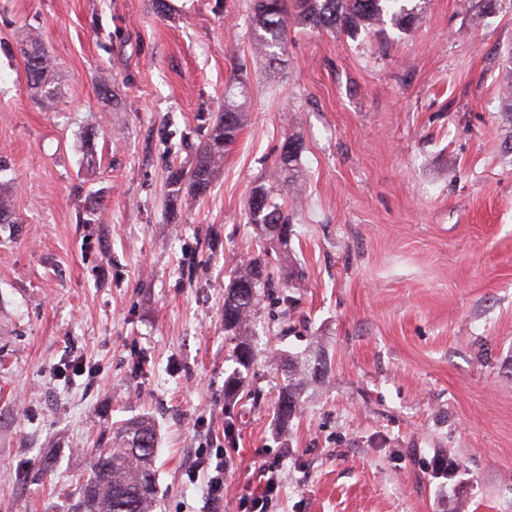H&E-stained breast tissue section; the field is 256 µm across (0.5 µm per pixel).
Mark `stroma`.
<instances>
[{
    "label": "stroma",
    "instance_id": "35a3bbf8",
    "mask_svg": "<svg viewBox=\"0 0 512 512\" xmlns=\"http://www.w3.org/2000/svg\"><path fill=\"white\" fill-rule=\"evenodd\" d=\"M168 3L0 0V178L17 218L0 224V512H60L140 416L158 435L157 512H250L263 467L279 480L269 512H512V0L479 22L466 0H424L401 36L292 25L273 66L245 0ZM29 39L55 62L51 112ZM236 71L237 141L203 198L168 205L170 169L207 140ZM292 134L298 203L280 174ZM258 183L292 213L287 251L248 221ZM98 196L104 218L87 223ZM261 246L300 276L254 312L231 403L224 289ZM313 348L325 374L282 435L277 356ZM218 448L214 505L191 468ZM20 53L26 60L27 76L34 75V81L29 78L32 88L39 94V101L45 111H50L57 98L55 89L51 86L50 74L53 69V57L36 41L22 47Z\"/></svg>",
    "mask_w": 512,
    "mask_h": 512
}]
</instances>
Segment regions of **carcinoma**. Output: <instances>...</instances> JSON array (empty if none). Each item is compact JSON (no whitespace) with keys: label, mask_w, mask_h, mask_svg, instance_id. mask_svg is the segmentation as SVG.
I'll use <instances>...</instances> for the list:
<instances>
[{"label":"carcinoma","mask_w":512,"mask_h":512,"mask_svg":"<svg viewBox=\"0 0 512 512\" xmlns=\"http://www.w3.org/2000/svg\"><path fill=\"white\" fill-rule=\"evenodd\" d=\"M408 0H249L250 25L256 53L270 63L281 60L286 48L288 20L312 30L361 34L372 28L384 32L382 25L405 33L418 21ZM27 73L34 75L32 88L39 94L44 110L53 108L57 94L51 86L53 57L37 42L20 49ZM246 85L238 75L224 91V107L215 115L210 134L189 166L171 168L168 176L172 203L200 199L210 189L213 178L224 163L229 147L238 138L245 121ZM286 145L295 146L288 158L281 159L284 181L295 185V171L303 144L290 137ZM249 223L269 233L286 248L292 235L290 214L278 204L272 189L255 185L248 198ZM272 280L266 253L260 251L242 263L224 295V335L233 342L235 367L224 380V397L231 401L244 391L254 353L249 324L260 302L261 288ZM284 382L274 408L277 425L287 428L296 417L299 398L309 379L323 374L322 357H288L282 363ZM156 433L148 417L129 421L112 432V447L95 453L86 479L66 507V512H155L158 478L155 470Z\"/></svg>","instance_id":"carcinoma-1"}]
</instances>
